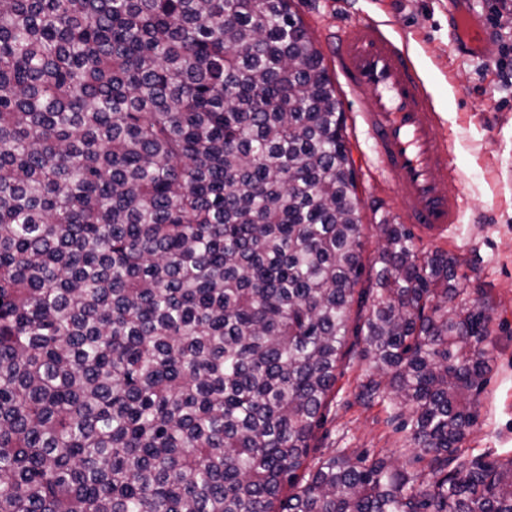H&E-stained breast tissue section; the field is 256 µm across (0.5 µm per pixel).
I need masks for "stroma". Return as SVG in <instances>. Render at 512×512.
Instances as JSON below:
<instances>
[{
  "label": "stroma",
  "mask_w": 512,
  "mask_h": 512,
  "mask_svg": "<svg viewBox=\"0 0 512 512\" xmlns=\"http://www.w3.org/2000/svg\"><path fill=\"white\" fill-rule=\"evenodd\" d=\"M292 9L317 49L325 35L350 16L393 20L409 39V52L441 115L438 136L454 142L451 162L464 195L460 224L443 234L414 228L417 247L443 250L464 263L467 300L485 302L493 317L497 345L480 396L479 420L465 443L473 453L512 452V85L499 77L496 61L460 53L448 40V0H293ZM346 139L357 173L364 224L363 257L373 267L382 245L379 227L400 223L403 198L369 167V151L354 127L352 105L337 86ZM354 353L337 371L334 397L316 431L313 458L366 452L416 470L405 433L387 425L399 411L396 398L366 406L357 399L374 374L369 360Z\"/></svg>",
  "instance_id": "stroma-1"
}]
</instances>
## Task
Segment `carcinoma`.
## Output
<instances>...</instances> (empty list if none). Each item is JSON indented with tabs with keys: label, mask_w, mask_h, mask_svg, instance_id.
Here are the masks:
<instances>
[{
	"label": "carcinoma",
	"mask_w": 512,
	"mask_h": 512,
	"mask_svg": "<svg viewBox=\"0 0 512 512\" xmlns=\"http://www.w3.org/2000/svg\"><path fill=\"white\" fill-rule=\"evenodd\" d=\"M337 103L291 0H0V512H512L489 307L403 224L356 292ZM351 332L428 473L298 475Z\"/></svg>",
	"instance_id": "1"
}]
</instances>
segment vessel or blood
Listing matches in <instances>:
<instances>
[{
  "mask_svg": "<svg viewBox=\"0 0 512 512\" xmlns=\"http://www.w3.org/2000/svg\"><path fill=\"white\" fill-rule=\"evenodd\" d=\"M448 39L475 53L491 45L479 15L468 7L449 14ZM326 42L360 119L372 164L402 195V220L434 233L457 223L463 196L444 187L459 180L451 147L436 135L439 115L406 37H394L385 22L365 17L339 26Z\"/></svg>",
  "mask_w": 512,
  "mask_h": 512,
  "instance_id": "b4317fda",
  "label": "vessel or blood"
}]
</instances>
